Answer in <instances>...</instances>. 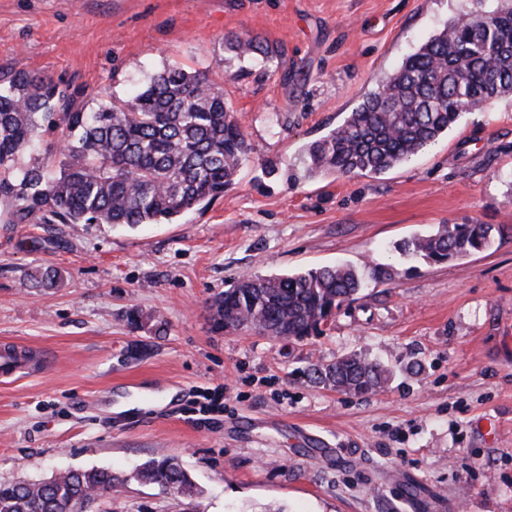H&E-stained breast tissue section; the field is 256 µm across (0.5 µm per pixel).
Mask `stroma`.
<instances>
[{
	"label": "stroma",
	"instance_id": "obj_1",
	"mask_svg": "<svg viewBox=\"0 0 512 512\" xmlns=\"http://www.w3.org/2000/svg\"><path fill=\"white\" fill-rule=\"evenodd\" d=\"M464 6L0 0V75L60 79L94 106L164 65L211 64L250 146L223 197L175 224H0V342L43 361L0 379L1 483L111 469L123 483L90 512H512V241L445 264L396 250L445 224L512 226V97L395 169L307 174V145ZM245 33L269 68L229 50ZM337 264L387 276L318 335L216 327L240 275ZM38 267L63 285L31 287ZM350 355L388 369L380 390L309 378ZM217 390L223 409L202 412ZM159 453L198 485L192 505L136 480Z\"/></svg>",
	"mask_w": 512,
	"mask_h": 512
}]
</instances>
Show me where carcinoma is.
Masks as SVG:
<instances>
[{
  "label": "carcinoma",
  "mask_w": 512,
  "mask_h": 512,
  "mask_svg": "<svg viewBox=\"0 0 512 512\" xmlns=\"http://www.w3.org/2000/svg\"><path fill=\"white\" fill-rule=\"evenodd\" d=\"M243 57L263 64L269 49L251 36L232 40ZM210 67L170 65L145 88L91 109L83 92L39 74L0 80V214L3 224H172L224 195L250 152L224 90ZM512 95V0L475 14L460 11L407 54L343 124L310 143L308 174H380L447 134L464 110L482 109ZM57 132L61 148L49 166L33 156L40 134ZM505 227L445 224L412 238L404 254L446 263L489 248ZM56 269L29 274L34 288H54ZM365 288L348 264L292 274L238 277L214 303L220 329H251L267 336L303 338L317 331ZM336 375L337 389L366 394L387 379L379 362L346 357L311 372ZM136 477L174 496L192 498L195 483L165 456L139 466ZM118 478L108 468L68 473L59 482L0 483V512H72L91 490L110 494Z\"/></svg>",
  "instance_id": "carcinoma-1"
}]
</instances>
